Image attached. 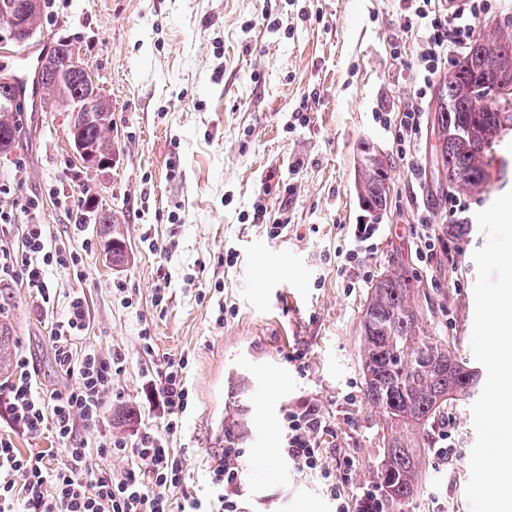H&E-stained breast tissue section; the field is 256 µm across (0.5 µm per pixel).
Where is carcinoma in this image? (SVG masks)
<instances>
[{"instance_id": "obj_1", "label": "carcinoma", "mask_w": 512, "mask_h": 512, "mask_svg": "<svg viewBox=\"0 0 512 512\" xmlns=\"http://www.w3.org/2000/svg\"><path fill=\"white\" fill-rule=\"evenodd\" d=\"M511 46L512 39L476 40L455 69L438 83L434 134L439 143L436 163L443 168L446 189L466 193L486 182V169L504 133L512 130V105L496 97L502 83L512 81V61L493 49ZM26 85L8 75L0 83V153L11 151L24 133L17 101ZM33 89L55 103H71L77 112L67 136L90 149L82 167L97 171L112 159V112L106 98L85 101L78 77L41 74ZM387 167L366 164L358 175L357 192L365 210L379 213L389 193ZM102 246H112V262H123L125 245L114 225L99 224ZM418 282L395 267L370 287L360 321L359 361L362 399L384 424L383 458L377 472L392 512H405L417 491L426 464L421 449L428 445L427 428L448 408L478 394L479 371L460 362L456 341L427 326L417 302ZM12 336L0 322V374L10 371Z\"/></svg>"}]
</instances>
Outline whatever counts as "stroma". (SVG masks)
Wrapping results in <instances>:
<instances>
[{
  "instance_id": "obj_1",
  "label": "stroma",
  "mask_w": 512,
  "mask_h": 512,
  "mask_svg": "<svg viewBox=\"0 0 512 512\" xmlns=\"http://www.w3.org/2000/svg\"><path fill=\"white\" fill-rule=\"evenodd\" d=\"M405 0H44L40 48L62 35L95 71L112 103V164L85 172L69 151L66 115L49 100L25 114L28 134L0 156L11 191L0 208L17 223L38 197V219L53 225L58 247L96 238L95 225L72 236L56 201L68 196L111 210L122 228L125 262L86 260L84 279L54 269L55 312L73 291L91 313L85 341L117 346L125 371L114 380L109 428L117 435L157 424L143 402L150 358L187 356L191 402L172 445L190 451L189 495L209 501L211 467L225 433L244 448L241 494L251 512H335L319 475L282 459V418L302 399L315 400L336 427V445L354 458L337 478L342 496L376 486L383 422L365 408L358 356L368 284L350 287L338 250L353 224L378 221L382 233L368 261L372 278L396 266L418 281L428 326L457 339L473 362L475 249L478 226L456 236L445 207L431 130L435 93L425 99L426 129L418 172L397 153L379 112L401 109L418 88L415 32L398 24ZM388 162L390 194L371 218L355 187L362 143ZM488 168L490 192L469 193L472 211L512 188V131ZM289 191L278 190V183ZM265 210L254 217L253 204ZM429 232L449 241L430 261L417 254L420 212ZM284 225L271 237V225ZM167 247L160 255L159 247ZM166 284L165 311L152 305ZM0 319L10 323L44 387L59 384L44 318L26 289H0ZM149 329L146 356L141 329ZM301 360H294V353ZM447 429L450 460L427 448L419 489L408 512H470L465 488L476 440L469 405L449 404L429 437Z\"/></svg>"
}]
</instances>
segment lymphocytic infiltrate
<instances>
[{
	"label": "lymphocytic infiltrate",
	"instance_id": "lymphocytic-infiltrate-1",
	"mask_svg": "<svg viewBox=\"0 0 512 512\" xmlns=\"http://www.w3.org/2000/svg\"><path fill=\"white\" fill-rule=\"evenodd\" d=\"M486 0H465L448 10L441 0H411L402 26L417 32L415 66L420 85L399 116L381 112L378 122L396 130L401 156L416 168V146L423 136V101L439 67L448 56L463 52L476 24L487 13ZM82 225L74 235L82 239L77 250L53 246L45 224H26L19 243L0 244V284L26 288L33 305L48 321V343L64 384L46 389L25 354H18L14 370L4 383V405L9 433H0V512H247L240 494L244 450L233 434H225L224 448L211 468L215 496L209 503L183 493L188 474L187 451L172 447L182 429L190 392L187 357L163 358L147 375L144 396L160 420L156 427L124 437L108 433L107 398L112 380L124 370L125 356L117 349L82 345L91 315L84 293L74 292L63 316H56L47 272L56 267L81 270L93 251L83 239ZM52 431L65 452L16 448L13 435L38 437ZM282 458L302 472L320 475L336 499V512H387L383 497L363 487L342 498L331 471L324 466V445L333 423L321 407L306 399L283 416ZM128 465L112 470V458Z\"/></svg>",
	"mask_w": 512,
	"mask_h": 512
}]
</instances>
